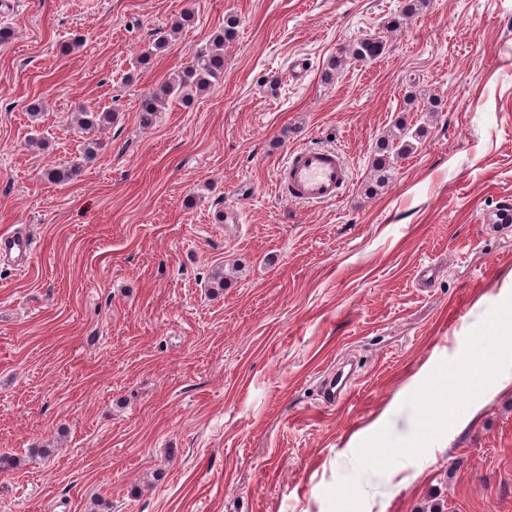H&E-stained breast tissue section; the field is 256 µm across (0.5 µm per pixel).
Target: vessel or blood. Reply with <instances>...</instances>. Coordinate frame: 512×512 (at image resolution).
I'll list each match as a JSON object with an SVG mask.
<instances>
[{"label": "vessel or blood", "instance_id": "obj_1", "mask_svg": "<svg viewBox=\"0 0 512 512\" xmlns=\"http://www.w3.org/2000/svg\"><path fill=\"white\" fill-rule=\"evenodd\" d=\"M350 178L351 169L339 150L302 147L289 152L278 188L300 203H331L342 196Z\"/></svg>", "mask_w": 512, "mask_h": 512}]
</instances>
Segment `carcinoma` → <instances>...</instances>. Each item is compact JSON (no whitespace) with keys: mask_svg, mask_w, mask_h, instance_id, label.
<instances>
[{"mask_svg":"<svg viewBox=\"0 0 512 512\" xmlns=\"http://www.w3.org/2000/svg\"><path fill=\"white\" fill-rule=\"evenodd\" d=\"M181 22L177 21L166 34H159L146 49L140 59H147L152 54L160 52L169 44V37L180 29ZM237 18L227 16L224 29L203 48H201L186 70L182 74L168 81L159 92L143 97L138 112L140 122L144 125L153 123L156 113L161 111L169 99L187 103L194 94H200L216 86L224 79V42L232 39ZM383 41L378 38H360L349 48L350 55L359 60L376 59L383 51ZM77 125L85 130L92 131L112 126L117 121V113L112 109H98L94 106H83L74 117ZM423 128H413L411 125L401 124L397 128L395 140L388 143L374 159V168L378 176L385 178L393 169L398 160L404 158L414 150V142L420 140ZM80 165L59 166L44 172V179L54 185H65L77 178Z\"/></svg>","mask_w":512,"mask_h":512,"instance_id":"carcinoma-1","label":"carcinoma"}]
</instances>
